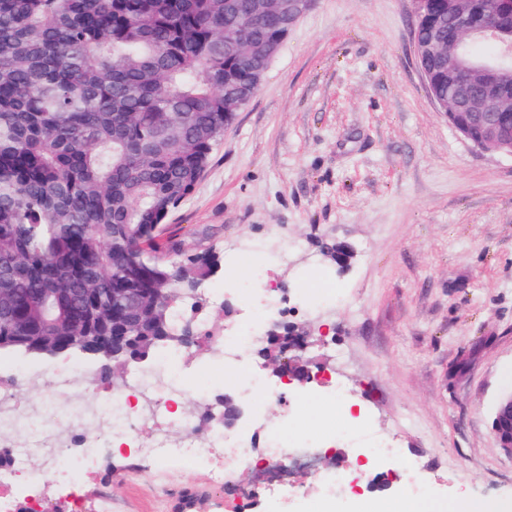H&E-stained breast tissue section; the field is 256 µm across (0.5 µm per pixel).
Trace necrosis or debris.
I'll use <instances>...</instances> for the list:
<instances>
[{
  "label": "necrosis or debris",
  "mask_w": 512,
  "mask_h": 512,
  "mask_svg": "<svg viewBox=\"0 0 512 512\" xmlns=\"http://www.w3.org/2000/svg\"><path fill=\"white\" fill-rule=\"evenodd\" d=\"M255 282L251 295L242 300L244 323L227 326L223 335L212 337L197 353L176 350L152 364L129 367L121 390L105 396L90 390L77 361L54 369L52 378L67 393L73 415L48 432L40 430L52 414L38 378L20 362L1 371L0 428L11 423L16 430L7 458L0 464V512H49L40 491L48 483L61 491L56 512H112L111 496L92 500L84 493L92 474V452L112 447L132 451L153 467L172 457L191 469L208 465L212 483L231 486L239 512H249L252 500L261 493L284 500L305 485L316 497L330 498L341 488L366 480L367 472L330 460L329 450L322 447L291 448L273 433L264 445H257L254 432L266 425L258 406H251L249 418L234 426L218 422L202 435L194 423L177 415V404L187 390L210 400L201 385H186L187 377L208 367L235 369L244 397L256 392L280 394L281 385L271 384L264 374L243 365L257 340L255 326L277 321L288 311L287 295L269 285L264 272L256 273ZM19 386L31 392L28 403L14 402ZM355 454L376 466L377 477L398 480L405 496L415 498L431 489L425 466L407 463L403 450L392 440L356 449ZM246 469L252 474L250 483L231 485V477Z\"/></svg>",
  "instance_id": "4bbe7bcc"
}]
</instances>
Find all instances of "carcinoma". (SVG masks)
I'll list each match as a JSON object with an SVG mask.
<instances>
[{"label":"carcinoma","mask_w":512,"mask_h":512,"mask_svg":"<svg viewBox=\"0 0 512 512\" xmlns=\"http://www.w3.org/2000/svg\"><path fill=\"white\" fill-rule=\"evenodd\" d=\"M431 2L452 37L448 0ZM289 31L258 0H0V352L106 351L115 391L169 337L213 336L195 314L219 254L161 234L258 91L259 47Z\"/></svg>","instance_id":"cac0c4a2"}]
</instances>
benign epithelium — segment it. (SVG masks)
I'll return each instance as SVG.
<instances>
[{
	"label": "benign epithelium",
	"mask_w": 512,
	"mask_h": 512,
	"mask_svg": "<svg viewBox=\"0 0 512 512\" xmlns=\"http://www.w3.org/2000/svg\"><path fill=\"white\" fill-rule=\"evenodd\" d=\"M314 0H288V17L297 23L312 7ZM500 16V23L489 27L484 17L489 12ZM460 16L465 22L456 28L454 42L440 38H415V50L430 57L433 63L448 70V100H432L452 115L454 129L474 146L486 151L512 156V137L505 135L508 113L512 112V69L476 65L460 53L461 46L476 34L491 36L500 42L502 55L512 57V0H448V16ZM299 336L276 367L280 378L296 377V359L287 352L303 348ZM492 430L499 447L512 454V393L503 396L496 407Z\"/></svg>",
	"instance_id": "obj_1"
}]
</instances>
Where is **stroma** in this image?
<instances>
[{"instance_id": "35a3bbf8", "label": "stroma", "mask_w": 512, "mask_h": 512, "mask_svg": "<svg viewBox=\"0 0 512 512\" xmlns=\"http://www.w3.org/2000/svg\"><path fill=\"white\" fill-rule=\"evenodd\" d=\"M413 0H315L254 97L214 148L167 232L214 248L224 304L248 283L239 260L277 251L288 322L314 365L351 382L375 433L425 462L432 497L512 504V456L492 430L512 387V157L465 140L432 101L415 52ZM349 243L347 270L317 242ZM129 452L99 454L89 493L112 512H233L205 466L171 460L133 473Z\"/></svg>"}]
</instances>
